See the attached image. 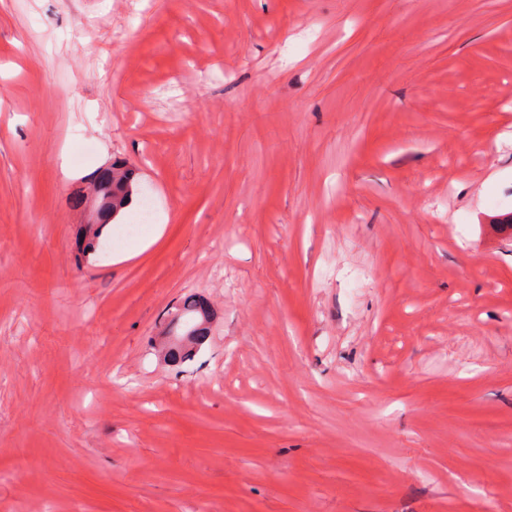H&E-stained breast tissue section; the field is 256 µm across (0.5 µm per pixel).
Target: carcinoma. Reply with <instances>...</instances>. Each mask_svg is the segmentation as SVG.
<instances>
[{
	"label": "carcinoma",
	"mask_w": 512,
	"mask_h": 512,
	"mask_svg": "<svg viewBox=\"0 0 512 512\" xmlns=\"http://www.w3.org/2000/svg\"><path fill=\"white\" fill-rule=\"evenodd\" d=\"M93 180L100 200L107 201V204L96 223L87 224L80 229L78 244L84 260L96 252L103 228L116 220L127 204L129 195L138 193L137 170L124 161L113 162L110 168L96 173ZM168 318V335L191 337L192 345L172 346L169 349L167 361L180 365L189 360L193 356L194 348L205 341L209 332L211 307L204 299L188 295L172 308Z\"/></svg>",
	"instance_id": "carcinoma-1"
}]
</instances>
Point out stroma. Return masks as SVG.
<instances>
[{"instance_id":"stroma-1","label":"stroma","mask_w":512,"mask_h":512,"mask_svg":"<svg viewBox=\"0 0 512 512\" xmlns=\"http://www.w3.org/2000/svg\"><path fill=\"white\" fill-rule=\"evenodd\" d=\"M508 93L512 0H0V512H512ZM92 179L95 180L93 184L99 191L100 200H107V204L96 223L81 226L78 244L80 257L84 260L96 252L103 228L116 220L127 204L129 195L139 191L137 170L124 161L112 162L111 169L99 171ZM167 333L169 336H194L189 342L194 346H170L167 361L180 365L193 356L194 348L200 346L206 339L211 320V307L196 295L185 296L168 314Z\"/></svg>"}]
</instances>
